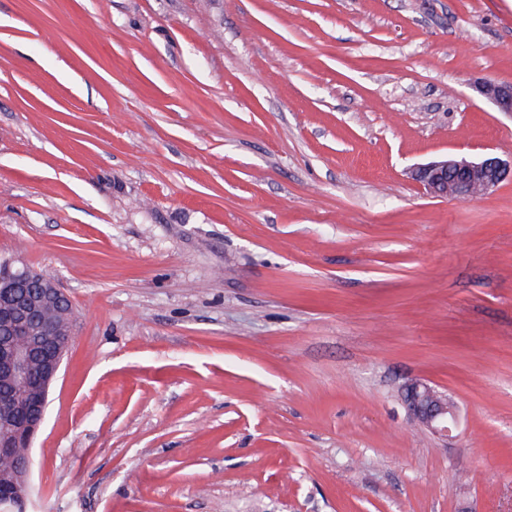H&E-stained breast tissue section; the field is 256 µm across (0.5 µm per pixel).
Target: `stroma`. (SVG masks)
<instances>
[{
	"instance_id": "35a3bbf8",
	"label": "stroma",
	"mask_w": 512,
	"mask_h": 512,
	"mask_svg": "<svg viewBox=\"0 0 512 512\" xmlns=\"http://www.w3.org/2000/svg\"><path fill=\"white\" fill-rule=\"evenodd\" d=\"M512 0H0V260L72 341L26 512H512ZM450 395L441 437L401 394ZM477 93L492 102L502 112L512 116V85L484 81L475 86ZM409 174L432 197L476 201L511 177L512 162L492 155L479 159L445 155L413 167Z\"/></svg>"
}]
</instances>
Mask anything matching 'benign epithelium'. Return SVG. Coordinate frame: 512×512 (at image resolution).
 Masks as SVG:
<instances>
[{
  "label": "benign epithelium",
  "mask_w": 512,
  "mask_h": 512,
  "mask_svg": "<svg viewBox=\"0 0 512 512\" xmlns=\"http://www.w3.org/2000/svg\"><path fill=\"white\" fill-rule=\"evenodd\" d=\"M477 93L512 115V85L484 81ZM512 175V163L486 155L479 159L440 156L410 170V177L436 198L476 201ZM67 302L54 276L19 260L0 261V459L10 468L0 484L10 493L0 499V512H13L31 489L29 454L45 420L48 396L71 344V332L48 319L46 310ZM404 401L415 425L448 435L457 407L447 394L413 380L404 387Z\"/></svg>",
  "instance_id": "obj_1"
}]
</instances>
